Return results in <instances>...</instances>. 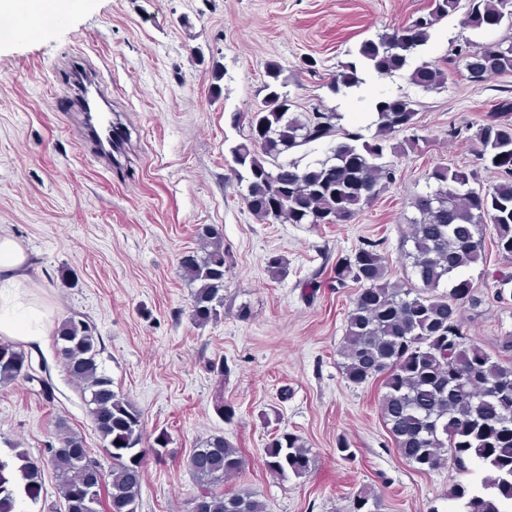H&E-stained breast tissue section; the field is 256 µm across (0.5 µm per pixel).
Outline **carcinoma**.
Here are the masks:
<instances>
[{
  "instance_id": "carcinoma-1",
  "label": "carcinoma",
  "mask_w": 512,
  "mask_h": 512,
  "mask_svg": "<svg viewBox=\"0 0 512 512\" xmlns=\"http://www.w3.org/2000/svg\"><path fill=\"white\" fill-rule=\"evenodd\" d=\"M461 0H431V9L409 24L362 41L358 62H348L331 83L334 93L364 83L358 67L392 74L430 38L440 20L457 12ZM508 23L512 0H467L464 25L478 30ZM467 78L481 84L496 75L512 74V37L508 44L465 47ZM283 69L265 66L262 104L240 116L246 122L244 141L230 149L231 174L248 211L260 221L290 224H345L375 200L395 180L396 171L383 162L392 154L419 151L416 102L383 97L374 104L375 132L371 140L349 133L338 124L341 115L319 109L304 115L292 111L284 91ZM411 83L440 89L448 73L433 64L414 68ZM512 101L504 100L470 135L471 151L486 168L512 174ZM403 132L411 136L397 142ZM331 140V155L313 164L282 161L287 152L316 141ZM471 174L461 167L437 165L427 179L435 188L415 198L419 217L411 222L400 246L416 282H390L389 262L376 245L351 250L336 263L337 287L358 284L341 345L344 378L355 386L381 381L384 393L379 413L402 457L417 470L451 467L459 480L448 491L456 512H508L512 505V336L499 340V357L467 340L460 322L462 305L475 302L474 285L461 278L464 268L484 258L486 223L493 224V245L507 263L512 261V180L489 187L470 186ZM201 247L180 258L192 288L190 316L205 326L224 316V280L229 255L222 229L201 230ZM275 281L288 276V261L275 254L266 259ZM496 301L512 305V273L498 270ZM444 291H439V288ZM55 353L68 376L89 395L86 404L112 460L106 472L90 456L77 434L62 430L48 448L47 461L13 449L0 457V512H16L21 498L36 503L43 491L42 471L49 464L59 479L58 493L67 512H136L139 508L146 449L140 411L113 389L112 377L100 366V337L93 325L71 317L53 332ZM26 357L14 343L0 340V384L27 376ZM266 467L285 480L306 475L313 463L304 439L291 431H274L265 449ZM197 483L189 512H266L250 492L224 494L215 486L240 474L245 459L222 437H211L187 459ZM483 470L481 488L469 476ZM383 501L373 492L353 497L350 512H382Z\"/></svg>"
}]
</instances>
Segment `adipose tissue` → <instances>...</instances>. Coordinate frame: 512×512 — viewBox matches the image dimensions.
I'll return each instance as SVG.
<instances>
[{"instance_id":"ef3b65f1","label":"adipose tissue","mask_w":512,"mask_h":512,"mask_svg":"<svg viewBox=\"0 0 512 512\" xmlns=\"http://www.w3.org/2000/svg\"><path fill=\"white\" fill-rule=\"evenodd\" d=\"M35 286L23 247L0 230V336L31 346L42 345L50 336V315L37 301Z\"/></svg>"}]
</instances>
